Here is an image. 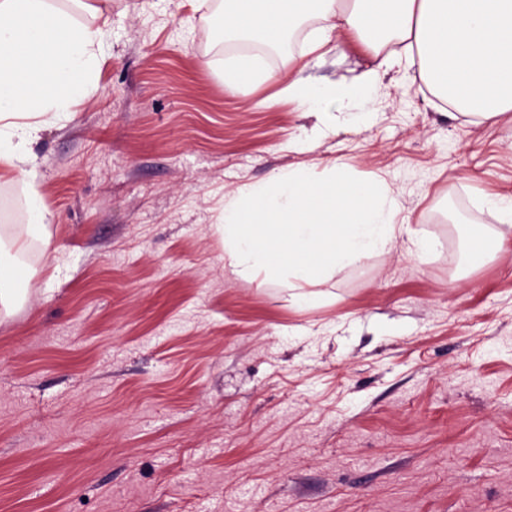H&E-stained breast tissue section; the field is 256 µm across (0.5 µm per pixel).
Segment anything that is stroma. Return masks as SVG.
Returning a JSON list of instances; mask_svg holds the SVG:
<instances>
[{"label": "stroma", "instance_id": "35a3bbf8", "mask_svg": "<svg viewBox=\"0 0 512 512\" xmlns=\"http://www.w3.org/2000/svg\"><path fill=\"white\" fill-rule=\"evenodd\" d=\"M222 0H112L93 92L32 149L51 221L0 321V512H512V119L475 125L396 67L335 110L280 76L353 86L355 38L287 55L223 40ZM270 75L224 86L229 58ZM339 159L383 178L405 244L311 303L236 278L224 195ZM503 239L469 262L475 229ZM280 94L288 99L298 101L309 109L315 108L317 105H327L330 98L336 99V89L325 90L319 87L307 85L303 80L291 78L290 75L280 79Z\"/></svg>", "mask_w": 512, "mask_h": 512}]
</instances>
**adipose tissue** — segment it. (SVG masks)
Returning <instances> with one entry per match:
<instances>
[{
	"label": "adipose tissue",
	"mask_w": 512,
	"mask_h": 512,
	"mask_svg": "<svg viewBox=\"0 0 512 512\" xmlns=\"http://www.w3.org/2000/svg\"><path fill=\"white\" fill-rule=\"evenodd\" d=\"M313 14L323 26L312 49L350 34L371 50L363 87L378 86L402 63L477 123L512 113V0H224V30L271 46ZM99 44L98 31L76 27L53 0H0V179L32 185L13 236L19 249L47 221L33 188L31 145L88 92L83 78L97 64ZM394 44L407 47L406 57L392 54ZM217 230L235 277L286 283L303 300L337 269L398 239L416 258L437 246L412 232L385 180L362 184L335 159L320 172L288 167L261 186L225 194Z\"/></svg>",
	"instance_id": "adipose-tissue-1"
}]
</instances>
